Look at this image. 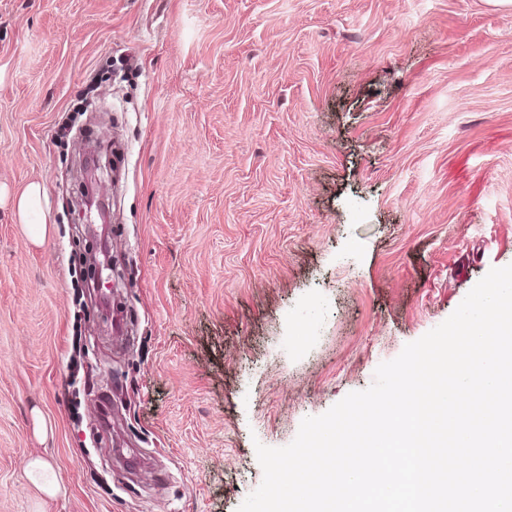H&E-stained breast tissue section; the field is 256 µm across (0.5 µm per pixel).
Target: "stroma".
<instances>
[{"instance_id": "stroma-1", "label": "stroma", "mask_w": 512, "mask_h": 512, "mask_svg": "<svg viewBox=\"0 0 512 512\" xmlns=\"http://www.w3.org/2000/svg\"><path fill=\"white\" fill-rule=\"evenodd\" d=\"M118 140L114 343L72 172ZM510 264L512 0H0V512H237ZM43 193L39 184L28 185L16 199V209L21 224H25L32 241H41L47 232V224L42 223ZM25 467L28 474L32 476L34 480L43 483L42 487L50 497H54L58 493L59 485L55 482V476L48 478L49 468L44 460L40 458L31 459L26 462ZM37 477H39L40 480H38Z\"/></svg>"}]
</instances>
